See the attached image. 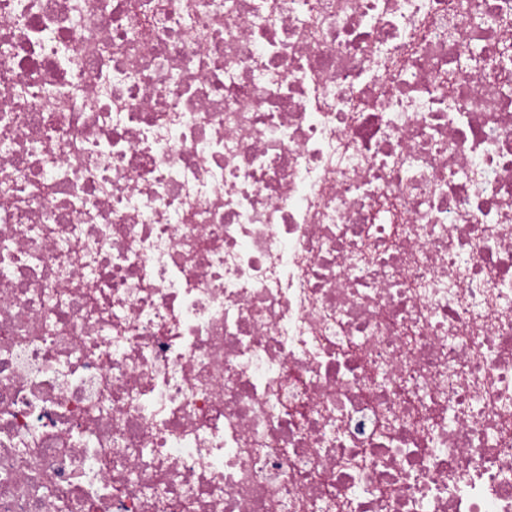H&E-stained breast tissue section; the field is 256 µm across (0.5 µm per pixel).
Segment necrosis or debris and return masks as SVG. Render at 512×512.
<instances>
[{
	"label": "necrosis or debris",
	"mask_w": 512,
	"mask_h": 512,
	"mask_svg": "<svg viewBox=\"0 0 512 512\" xmlns=\"http://www.w3.org/2000/svg\"><path fill=\"white\" fill-rule=\"evenodd\" d=\"M0 512H512V0H0Z\"/></svg>",
	"instance_id": "4bbe7bcc"
}]
</instances>
